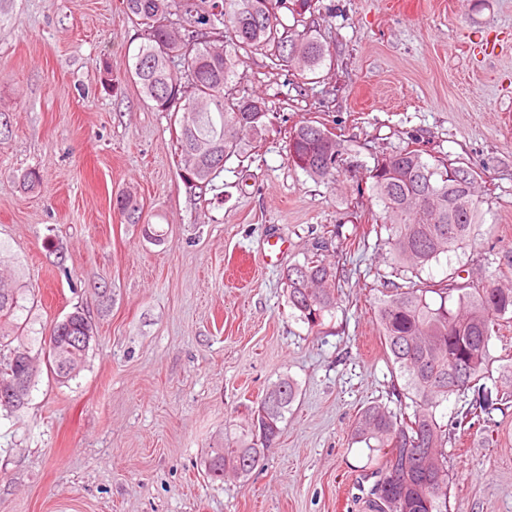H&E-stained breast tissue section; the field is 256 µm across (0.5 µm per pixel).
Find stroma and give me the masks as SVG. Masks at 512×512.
<instances>
[{
	"label": "stroma",
	"mask_w": 512,
	"mask_h": 512,
	"mask_svg": "<svg viewBox=\"0 0 512 512\" xmlns=\"http://www.w3.org/2000/svg\"><path fill=\"white\" fill-rule=\"evenodd\" d=\"M314 4L331 64L311 83L244 60L238 88L274 117L200 196L180 175L177 117L128 76L138 31L122 0H0V277L26 288L33 356L75 309L97 330L76 379L40 366L28 405L0 409V512H373L370 451L351 430L388 402L395 371L375 318L388 249L365 169L416 142L480 172L483 222L429 274L512 280V0ZM488 39L495 55L478 50ZM312 120L344 142L337 180L287 159L290 131ZM127 191L140 223L114 207ZM271 236L288 242L273 265ZM315 253L340 290L311 329L282 276ZM490 353L487 378L441 408L450 421L471 401L488 407L483 427L451 432V512H512V403L499 392L512 321ZM283 376L298 394L262 466L211 481L210 448Z\"/></svg>",
	"instance_id": "35a3bbf8"
}]
</instances>
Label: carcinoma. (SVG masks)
<instances>
[{
  "instance_id": "carcinoma-1",
  "label": "carcinoma",
  "mask_w": 512,
  "mask_h": 512,
  "mask_svg": "<svg viewBox=\"0 0 512 512\" xmlns=\"http://www.w3.org/2000/svg\"><path fill=\"white\" fill-rule=\"evenodd\" d=\"M313 0H123L125 13L141 27L143 42L132 56L131 77L159 112H180L177 137L181 170L201 191L213 186L224 163L244 153L243 137L260 136L271 122V108L259 96L236 90L243 58L260 55L272 70L297 68L316 74L332 60L315 20L306 19ZM212 39L202 40L197 28ZM342 140L325 124L307 123L290 132L288 162L316 180L341 172ZM381 207L380 228L387 233L391 271L382 276L376 321L401 386L392 385L396 406L373 403L359 413L353 438L365 443L372 475L369 490L377 512H450L448 425L440 407L448 397L464 395L487 374L495 326L512 315V283L460 281L451 269L439 282H415L448 254L464 248L482 222L475 195L479 174L448 160L428 162L418 149L398 148L374 158L367 169ZM115 206L128 223L139 221L135 195L121 193ZM288 306L314 329L337 308L336 268L316 258L284 272ZM407 280L408 284L397 283ZM435 294L433 301L428 294ZM20 287L0 283V386L18 374L25 382L14 402L0 407L18 411L28 404L38 368L31 348L13 345L21 328ZM69 324L55 323L56 344L49 370L60 383L75 378L86 363L90 344L74 336L95 338L88 316L76 310ZM297 395L284 376L272 383L250 412L247 430L224 439L203 460L212 479L248 478L264 451L281 432L280 423ZM485 407L469 403L458 423L481 424Z\"/></svg>"
}]
</instances>
